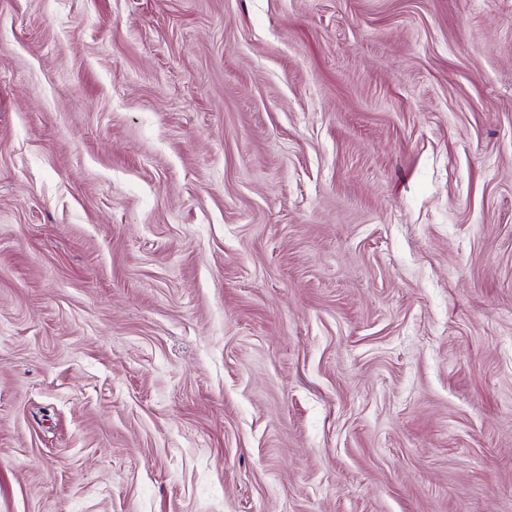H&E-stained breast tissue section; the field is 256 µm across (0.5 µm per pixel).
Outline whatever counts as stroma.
<instances>
[{"mask_svg": "<svg viewBox=\"0 0 512 512\" xmlns=\"http://www.w3.org/2000/svg\"><path fill=\"white\" fill-rule=\"evenodd\" d=\"M0 512H512V0H0Z\"/></svg>", "mask_w": 512, "mask_h": 512, "instance_id": "obj_1", "label": "stroma"}]
</instances>
